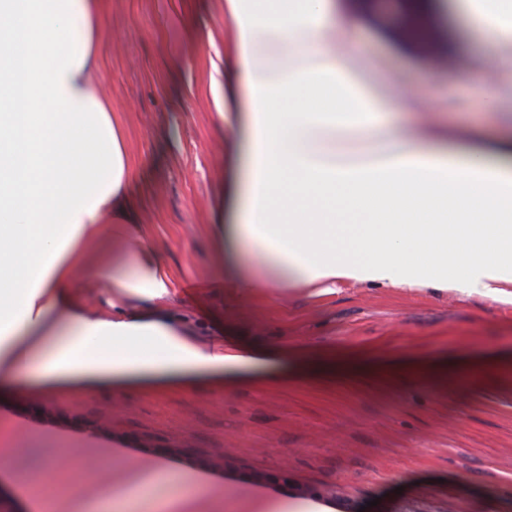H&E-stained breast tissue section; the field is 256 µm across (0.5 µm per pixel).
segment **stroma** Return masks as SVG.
Returning a JSON list of instances; mask_svg holds the SVG:
<instances>
[{
	"instance_id": "35a3bbf8",
	"label": "stroma",
	"mask_w": 512,
	"mask_h": 512,
	"mask_svg": "<svg viewBox=\"0 0 512 512\" xmlns=\"http://www.w3.org/2000/svg\"><path fill=\"white\" fill-rule=\"evenodd\" d=\"M369 74L396 82L405 111L435 106L449 127L495 137L512 87L488 100L462 66L498 51L450 9L430 22L443 53L398 43L358 0H335ZM101 90L126 116L138 217L174 282L164 305L201 344L231 339L269 365L261 382L73 386L40 393L28 373L0 383V459L15 474L64 454L53 486L78 490L82 466L148 463L209 488L198 512H247L256 498L324 512H512V282L492 299L432 275L401 288L344 281L236 302L214 274L224 126L210 77L231 55L224 0H106Z\"/></svg>"
}]
</instances>
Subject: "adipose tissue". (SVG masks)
Segmentation results:
<instances>
[{"mask_svg": "<svg viewBox=\"0 0 512 512\" xmlns=\"http://www.w3.org/2000/svg\"><path fill=\"white\" fill-rule=\"evenodd\" d=\"M512 76V0H454ZM104 0H0V380L38 364L46 381L80 376H231L257 366L205 346L158 308L170 272L140 224L125 117L99 91ZM234 37L218 117L233 147L215 278L257 289L338 282L413 286L449 265L462 287L495 296L512 257V115L493 144L446 128L397 126L400 93L371 83L332 0H224ZM369 133L365 162L337 163L338 135ZM107 289L109 313L67 286ZM161 464L124 492L88 480L81 512H194L206 491H170Z\"/></svg>", "mask_w": 512, "mask_h": 512, "instance_id": "obj_1", "label": "adipose tissue"}]
</instances>
